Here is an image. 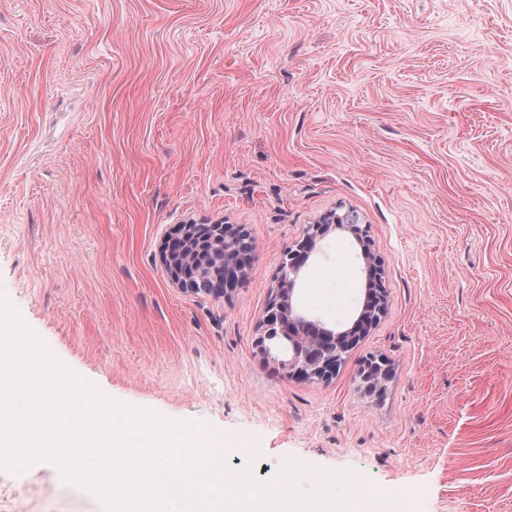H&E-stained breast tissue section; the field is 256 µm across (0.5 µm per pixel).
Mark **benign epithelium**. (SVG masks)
Returning a JSON list of instances; mask_svg holds the SVG:
<instances>
[{"instance_id": "benign-epithelium-1", "label": "benign epithelium", "mask_w": 512, "mask_h": 512, "mask_svg": "<svg viewBox=\"0 0 512 512\" xmlns=\"http://www.w3.org/2000/svg\"><path fill=\"white\" fill-rule=\"evenodd\" d=\"M218 229L224 233V256L216 259V267L224 276V289L229 290L237 287L249 263L248 257L236 255L230 247L237 231L236 226L178 224L170 236L195 239L201 245L205 236L213 234ZM336 230L352 236L360 247V255L369 279L379 282V261L371 251L366 226L354 223L348 211L342 214L335 211L327 213L318 223L308 225L302 238L288 250L280 269L277 286L266 309L262 333L256 339L258 349L268 357L274 350L288 352V359L280 361V364L290 374L305 380L332 376L336 372V366L342 363L354 345V333L357 331L359 321L366 314L370 315L371 320H376L385 305L383 288L368 290L365 302L349 328L329 325L307 314L299 306L296 293L301 274L317 251L319 242L328 233ZM195 253L196 249L193 248L181 252L174 259L170 249L162 247V258L175 284L181 287L189 284V275L196 272Z\"/></svg>"}]
</instances>
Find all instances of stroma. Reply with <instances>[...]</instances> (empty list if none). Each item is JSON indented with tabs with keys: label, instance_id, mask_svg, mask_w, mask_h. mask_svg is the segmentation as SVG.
<instances>
[{
	"label": "stroma",
	"instance_id": "stroma-1",
	"mask_svg": "<svg viewBox=\"0 0 512 512\" xmlns=\"http://www.w3.org/2000/svg\"><path fill=\"white\" fill-rule=\"evenodd\" d=\"M344 208L384 313L326 382L254 340L289 246ZM246 227L229 295L174 284L178 224ZM330 234L298 301L364 299ZM0 293L112 400L198 422L234 471L293 457L377 512H512V0H0ZM392 370L365 394L364 356ZM0 512H101L35 465Z\"/></svg>",
	"mask_w": 512,
	"mask_h": 512
}]
</instances>
